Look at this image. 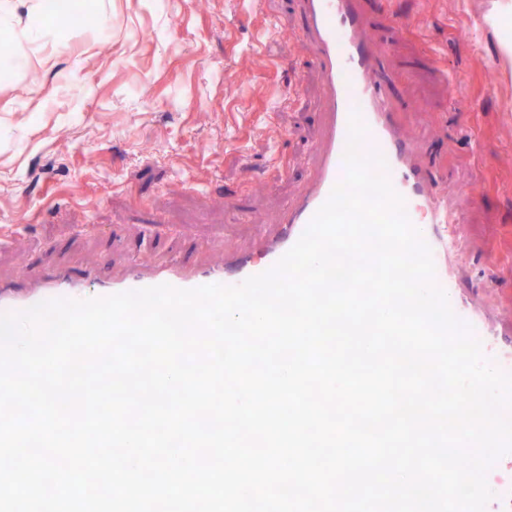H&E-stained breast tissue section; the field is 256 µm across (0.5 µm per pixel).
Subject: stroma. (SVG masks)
<instances>
[{"instance_id":"35a3bbf8","label":"stroma","mask_w":512,"mask_h":512,"mask_svg":"<svg viewBox=\"0 0 512 512\" xmlns=\"http://www.w3.org/2000/svg\"><path fill=\"white\" fill-rule=\"evenodd\" d=\"M415 163L449 202L456 285L512 312V61L495 0H363ZM0 21V281L258 253L324 122L299 0H13ZM76 11L71 27L58 7ZM401 16L392 28L388 17Z\"/></svg>"}]
</instances>
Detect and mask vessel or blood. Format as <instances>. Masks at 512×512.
I'll return each mask as SVG.
<instances>
[{
    "label": "vessel or blood",
    "mask_w": 512,
    "mask_h": 512,
    "mask_svg": "<svg viewBox=\"0 0 512 512\" xmlns=\"http://www.w3.org/2000/svg\"><path fill=\"white\" fill-rule=\"evenodd\" d=\"M300 7L310 52L320 74V101L327 118L318 145L316 174L287 206L282 237L257 256L234 259L237 272L233 275L223 266L194 268L180 261L151 274L133 263L118 280L90 271L75 275L34 269L29 273L32 290L0 283V313L22 311L44 300L99 298L161 284L179 289L209 284L234 286L269 270L299 240L333 188L344 179L349 120L355 113L366 127L359 150L385 159L392 187L403 198L408 218L431 249L438 272L436 282L445 291L453 312L480 340L485 357L512 373V345L505 347L497 341V328L456 286L448 228L461 223V212L449 209L447 197L433 188L434 174L410 160L409 136L395 122L396 107L386 78L369 59L359 0H300ZM485 512H512V478L497 481Z\"/></svg>",
    "instance_id": "vessel-or-blood-1"
}]
</instances>
